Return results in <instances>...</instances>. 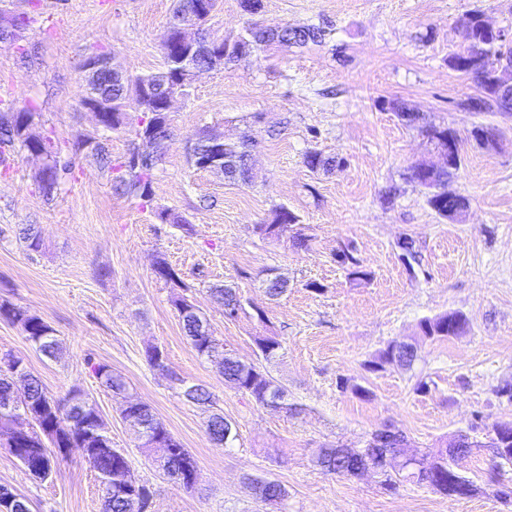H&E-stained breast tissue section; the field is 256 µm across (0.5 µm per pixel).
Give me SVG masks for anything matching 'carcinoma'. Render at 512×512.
<instances>
[{
    "instance_id": "obj_1",
    "label": "carcinoma",
    "mask_w": 512,
    "mask_h": 512,
    "mask_svg": "<svg viewBox=\"0 0 512 512\" xmlns=\"http://www.w3.org/2000/svg\"><path fill=\"white\" fill-rule=\"evenodd\" d=\"M484 11L471 9L458 19V23L468 24L472 29L473 42L470 46L449 57V65L455 71L470 77L477 85L479 96L466 102V107L474 112H498L502 115H512V98L494 90L493 71L498 63L509 59L512 61V46L508 47L496 41V38L480 28L479 18ZM30 23V17L20 16L14 19V24L0 28L3 40L0 44L15 41L17 32ZM325 31L315 25L300 27H279L277 36L266 37L264 27L247 24L242 32L232 38L219 37L220 50L211 59L201 58L191 61L183 53L173 50L163 53V68L157 72L128 76L120 86L105 85L103 92L109 95L110 111L104 113L106 130L112 131L122 126L133 129L135 137L148 135L156 140L153 153L142 158L139 165L130 167L126 162L112 159V155L101 144L93 146L100 156L104 169L113 174L112 186L117 192L132 195L149 203L153 198L154 170L165 155L168 142L171 139L170 124H165L157 117L161 100L148 97L140 102L143 113L147 118H139L124 111V103L130 92H138L142 86L165 84L170 92L188 95L189 86L182 82L184 68L193 63L198 68L221 67L239 55L256 47H267L272 44L296 45L305 47L323 41ZM32 114L19 111L0 115V148L22 151L37 150L44 154L45 169L37 182L44 196L50 198L55 189L68 174L71 162L62 158L60 143L51 136H33L31 125ZM423 135L431 145L450 137L457 148H462V139L450 127L430 126L422 130ZM225 162H235L243 167L248 161V154L243 148L224 145ZM306 167L313 173L327 169L332 160L318 151H310L304 157ZM461 166V153L450 157L448 166L440 170H431L428 163L420 162L411 167L410 179L427 190L429 206L442 218L448 217V209L462 213L468 205V200L459 197L448 200V192L444 190L448 178L456 174ZM297 216L280 206L273 211L272 219L267 224L257 225L259 234L267 239H280L293 224ZM18 235L25 247L30 251L41 248L42 239L39 230L32 224H23L18 229ZM338 258L346 267L349 276L354 280H366L370 273L364 268L362 261L349 248L339 251ZM156 276L165 283L181 288L183 283L168 262L161 258L155 267ZM213 296L228 311L229 317H235L244 310L241 297L232 288L217 287L212 289ZM0 316L21 326L26 339L43 355L55 358L60 353V346L55 336V330L42 317L31 314L10 303H0ZM181 329L190 346L200 357H204L220 368L224 382L233 388L249 395L256 403L273 409L288 408L285 403L286 390L277 383L266 371L252 363L246 368L240 365L237 357L230 355L224 345L213 335L209 320L193 314L178 312ZM423 336L430 339L449 338L462 334L466 328V319L462 314L450 312L433 318H424L419 324ZM258 357L269 361L276 357L281 342L276 336L266 333L254 337ZM394 345H388L375 360L369 362L370 370H381L392 365L396 353ZM20 358L11 353L0 354V435L10 427L12 417L19 408L12 377L11 364ZM93 374L105 388L116 392L126 389L124 377L106 365L93 366ZM28 401L35 412L31 433L18 436L13 441L5 443L11 449V454L21 463L25 473L34 480L45 481L52 477L60 461L68 456L67 449L78 448L84 458L97 472L103 491V512H141L140 502L133 493L125 491L126 485L120 482L123 477L136 484L140 490L148 487L135 477L128 457L120 450L112 447V438L105 431L103 420L94 405H89L83 412L74 411L72 397L56 399L43 387L40 380L30 377L28 385ZM132 413L141 418L150 430V446L145 452L153 457L164 473L174 481H180V476L188 472L198 471L193 454L160 422L150 405L141 402L132 409ZM208 439L219 446L228 447L236 440V435L224 438V416L214 414L206 425ZM405 435L391 434L381 437L378 446L370 449L360 448L348 450L345 455H336L334 448H322L316 457L317 465L328 474L349 476L352 470L368 464L379 465L385 458L398 454L405 447ZM435 466L429 472H423L413 467L400 468L397 471L384 472L386 475L385 489L391 491L403 481L426 484L439 493L448 495V488L456 491V498L470 496L474 485L456 471L457 461L448 457V449L439 448L434 453ZM288 497L286 488L275 480L263 484L259 498L263 503L276 506Z\"/></svg>"
}]
</instances>
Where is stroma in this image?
Listing matches in <instances>:
<instances>
[{"label": "stroma", "instance_id": "1", "mask_svg": "<svg viewBox=\"0 0 512 512\" xmlns=\"http://www.w3.org/2000/svg\"><path fill=\"white\" fill-rule=\"evenodd\" d=\"M260 21L325 28L319 45L276 44L224 68L200 73L190 97L168 115L173 136L153 176L151 203L115 193L90 143L119 159L135 141L126 128L104 133L82 103L84 62L111 55L137 75L163 66V42L173 0H0V23L26 15L16 45L0 46V102L35 113L33 129L54 136L72 161L68 182L45 197L35 176L40 158L9 151L0 158V303L42 316L62 347L51 360L27 341L19 324L0 318V353L20 358L50 395L78 391L99 410L112 445L122 450L151 498L149 512H512V465L495 468L494 428L512 425V118L490 116L498 143L470 137L479 117L463 109L474 82L453 70L449 56L462 38L456 21L480 8L512 30V0H262ZM416 112L405 125L394 105ZM445 125L463 139L462 164L448 192L465 196L457 219L440 217L410 168L445 164L423 137ZM247 143L249 184L194 167L202 130ZM332 158L316 173L307 152ZM286 206L298 221L291 236H260L255 227ZM182 218L162 221L161 211ZM34 224L40 251H26L17 227ZM417 260L405 265L403 241ZM352 247L371 272L348 277L336 254ZM165 258L183 285L154 273ZM288 279L287 294L270 299L268 274ZM236 288L245 310L225 316L210 290ZM185 297L209 319L215 336L244 362L256 359L264 328L282 348L268 369L288 390L287 409L257 404L225 384L216 367L187 342L173 301ZM269 324L261 326L257 310ZM445 312L466 316L461 335L422 336L419 322ZM416 343L412 368L367 364L388 344ZM160 347L164 370L146 361ZM104 364L121 373L125 395L92 373ZM205 385L212 404L185 400L176 386ZM426 391H418V383ZM150 405L197 460L201 481L185 490L147 458L124 421L126 400ZM236 428L232 447L206 435L209 415ZM403 432L419 455L468 434L477 446L458 470L472 496L451 502L432 487H383L376 472L347 478L315 463L322 448H361L384 427ZM285 485L283 510L260 502L249 477ZM26 496L32 512H102L97 473L71 449L57 473L32 480L0 447V486Z\"/></svg>", "mask_w": 512, "mask_h": 512}]
</instances>
